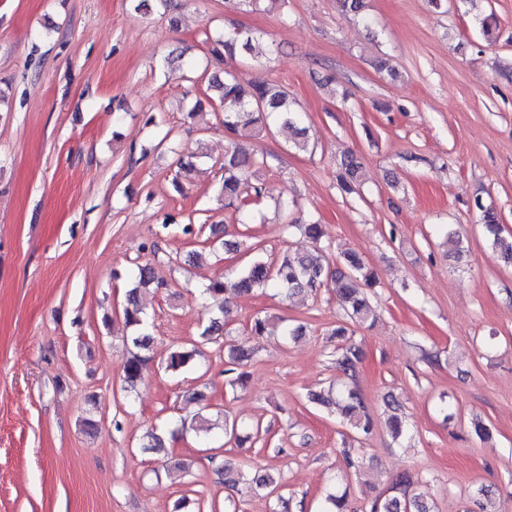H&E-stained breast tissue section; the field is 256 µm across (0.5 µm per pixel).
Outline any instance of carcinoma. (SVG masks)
Listing matches in <instances>:
<instances>
[{"instance_id":"cac0c4a2","label":"carcinoma","mask_w":512,"mask_h":512,"mask_svg":"<svg viewBox=\"0 0 512 512\" xmlns=\"http://www.w3.org/2000/svg\"><path fill=\"white\" fill-rule=\"evenodd\" d=\"M254 36L237 27L224 30V34L211 39L209 52L220 59L226 55L242 56L252 49ZM209 88L216 92V98L224 107V136L227 147L224 149V205L235 209L240 222L247 223L245 199L262 197L263 186L257 178L260 168L265 165L264 157L249 153L242 147V141L252 139L264 132L290 131L294 135L293 146L299 151L308 149L305 129L301 127L302 117L296 112L288 99V93L281 85L272 81L253 84L237 74L225 73L224 77L213 75L209 79ZM361 163L350 153L340 161L338 187L345 194L356 192ZM482 221L486 236L491 244L498 248L505 261L512 263V236L504 234L497 213L490 209L482 210ZM313 243V249L304 253H286L279 260L269 262L260 254H255L239 271L214 277L203 288L205 299L209 303L224 309L233 296L249 293L255 288H269L289 298L293 295L315 294L322 287L330 288L343 311V320L336 325L332 335L341 339L336 349V367L347 378L340 387H331L327 391H315L308 394L310 402L322 407L335 405L336 412L343 423L352 429L359 438L370 436L375 423L368 407L357 387L358 365L361 360L360 347L349 336V326L374 324L377 319L376 307L370 301L365 289L375 284L374 272L366 266L363 259L354 252L344 251L339 259L346 271L330 270L331 244L324 243L325 232L322 224L311 221L298 225ZM155 282V271L150 264L140 265L133 274V287L130 289L124 307V319L127 325L136 329L130 337L132 350L123 366L124 382L132 390L141 379L143 370L152 360L153 338L147 331L145 312L138 300V291ZM157 283V282H155ZM165 287L162 282L157 283ZM250 331L258 336L297 337L302 327H290L284 319L255 317L249 323ZM224 335V324L217 318L210 321L199 338L170 351L165 362V370L176 373L195 363L201 353V347ZM250 359V353L229 347L228 375L229 386L244 384L246 374L238 371L243 362ZM391 414L386 427L393 439L403 438L407 430L399 414L398 403L387 401ZM224 486L231 487L244 495L254 488H267L275 492L279 488V476L266 471L250 475L241 468H234L224 462L216 469ZM369 512H433L431 499L423 489V484L415 474L404 472L395 477L389 491L375 498Z\"/></svg>"}]
</instances>
